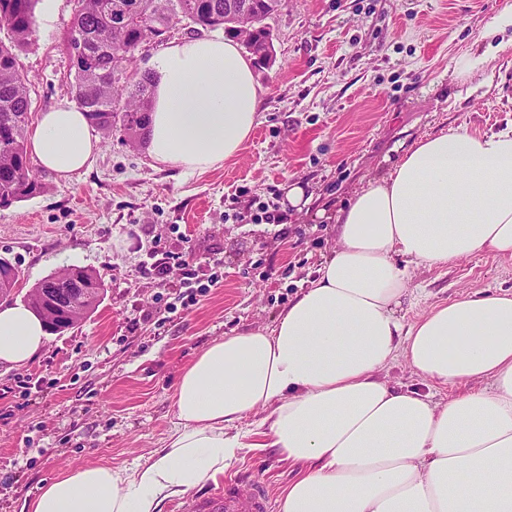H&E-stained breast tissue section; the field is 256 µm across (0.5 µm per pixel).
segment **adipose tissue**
Instances as JSON below:
<instances>
[{
    "label": "adipose tissue",
    "instance_id": "obj_1",
    "mask_svg": "<svg viewBox=\"0 0 512 512\" xmlns=\"http://www.w3.org/2000/svg\"><path fill=\"white\" fill-rule=\"evenodd\" d=\"M147 75L157 166L214 168L259 122L262 88L233 40L171 43ZM28 149L68 180L91 169L99 143L63 99L39 114ZM334 225L337 248L273 327L215 340L184 370L162 448L127 468L68 470L30 512H160L222 474L251 434L300 468L279 512H512V293L456 298L409 325L398 314L409 265L512 258V128L420 138ZM46 338L27 305L0 303V364L26 365ZM399 358L430 383L472 387L442 404L392 386L382 374ZM251 415L254 431H241Z\"/></svg>",
    "mask_w": 512,
    "mask_h": 512
}]
</instances>
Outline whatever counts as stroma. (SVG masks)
<instances>
[{
  "label": "stroma",
  "instance_id": "stroma-1",
  "mask_svg": "<svg viewBox=\"0 0 512 512\" xmlns=\"http://www.w3.org/2000/svg\"><path fill=\"white\" fill-rule=\"evenodd\" d=\"M512 0H285L266 19L270 65H256L259 123L235 157L203 172L154 166L113 129L92 168L71 180L41 172L45 191L0 208V257L18 269L14 301L58 270L96 271L98 308L23 367L0 366V512H24L62 471L146 461L174 425L173 391L212 341L273 325L337 246L338 208L383 176L418 138L462 127H512V46L487 53L481 35ZM73 0L38 20L20 65L31 112L72 98L62 51ZM474 67H466L467 59ZM300 185L309 202L291 208ZM273 202L279 222L244 217ZM185 251L158 274L154 255ZM512 291V260L487 253L419 266L399 308L412 322L432 306ZM226 475L279 498L298 474L270 448L244 450Z\"/></svg>",
  "mask_w": 512,
  "mask_h": 512
}]
</instances>
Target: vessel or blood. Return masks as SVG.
<instances>
[{
    "label": "vessel or blood",
    "mask_w": 512,
    "mask_h": 512,
    "mask_svg": "<svg viewBox=\"0 0 512 512\" xmlns=\"http://www.w3.org/2000/svg\"><path fill=\"white\" fill-rule=\"evenodd\" d=\"M272 497L259 482L243 483L240 477H227L222 487L197 497L191 512H272Z\"/></svg>",
    "instance_id": "vessel-or-blood-1"
}]
</instances>
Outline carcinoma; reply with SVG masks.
Returning <instances> with one entry per match:
<instances>
[{"instance_id":"carcinoma-1","label":"carcinoma","mask_w":512,"mask_h":512,"mask_svg":"<svg viewBox=\"0 0 512 512\" xmlns=\"http://www.w3.org/2000/svg\"><path fill=\"white\" fill-rule=\"evenodd\" d=\"M38 2L0 0V26L6 29L0 38V206L45 191L27 154L31 81L19 64V54L36 30ZM230 4L231 0H75V13L62 46L74 69L75 99L91 123L106 135L120 127L131 147L141 143L151 85L146 76L128 85L127 65L139 46L162 39L182 20L203 29L222 28L232 38L237 37L239 27L249 25L257 47L272 41L262 22L279 10L282 0H256L251 14L232 18L226 27L224 16L229 14ZM57 276L96 289L94 299L83 304L84 312L75 318L59 314L51 300L40 298L46 282L29 290L27 304L45 318L49 328L63 333L95 310L105 285L94 271L79 266L66 268Z\"/></svg>"}]
</instances>
